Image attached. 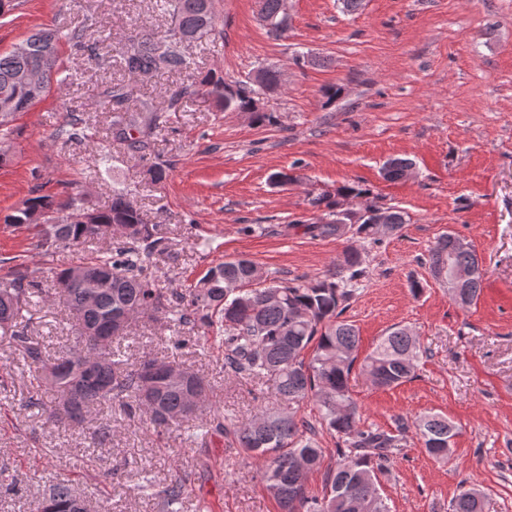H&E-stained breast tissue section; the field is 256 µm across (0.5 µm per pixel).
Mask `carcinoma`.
<instances>
[{
	"instance_id": "cac0c4a2",
	"label": "carcinoma",
	"mask_w": 512,
	"mask_h": 512,
	"mask_svg": "<svg viewBox=\"0 0 512 512\" xmlns=\"http://www.w3.org/2000/svg\"><path fill=\"white\" fill-rule=\"evenodd\" d=\"M173 18L164 33L139 30L120 47V58L129 75L128 81L108 85L102 96L111 112L109 131L127 153L143 156L152 138L166 123V113L180 109L182 100L205 91L224 112H251L263 124L275 122L273 113L255 107L260 88L252 80L235 83L221 76H208L199 83L184 84L169 99L157 103L140 95L137 82L143 75L156 71L155 63L164 59L167 70L186 73L192 61L183 46V38L215 28L213 0H161ZM281 0H260V11L269 21L268 32L279 40L288 32L280 18ZM65 39L76 50L97 56V43L89 26L75 25L60 35L41 31L28 37L25 51L0 54V140L13 133L11 122L19 112H26L52 86L60 72L58 44ZM25 71L38 75L31 86L20 85L16 76ZM94 127L84 113L69 110L65 123L54 138L64 144L81 142L93 135ZM413 166L409 159L394 158L382 172L390 181L405 178ZM369 190L358 184H345L334 193H321L309 204L324 216L342 215V224L317 220L305 225L315 237L336 238L347 246L336 257L333 273L310 282H283L276 278L256 279L257 265L236 258L208 268L186 292L169 293L156 287L148 275L154 256L168 248V238L157 224H146L136 208L128 205V191L121 184L112 187L109 203L103 207L89 204L85 194L73 188L58 199L54 195H36L24 207L7 216L5 223L33 232L38 247L51 257L69 245L101 241L110 236L109 226L130 228L128 245L97 250L79 261L87 270L105 275L110 286L96 289L92 308L84 307V289L71 280L73 267L53 272L58 295L75 331L74 345L85 341V331L108 336V344L50 356L32 336L16 330L30 312L38 296L37 271L15 267L0 277V323L10 324L11 340L18 346L29 367L38 373L44 393L54 402L68 400L66 416L61 418L50 406L48 421L53 424L80 423L88 410L108 402L118 393L128 413L148 414L142 401L143 372L153 369L154 399L166 413L150 423L159 431L172 428L193 418L197 412L184 408L185 390L169 377L181 365L171 360L149 359L127 371L126 352L121 342L139 318L156 319L168 313L178 324H193L203 329L216 327L224 332V374L274 381L280 399L298 408L311 403L315 421L263 407L251 418H226L215 428L231 437L247 458L259 462L261 481L278 505L279 512H389L379 488L378 474L386 469L392 449L400 446L410 425L400 422L397 433L361 427V413L350 393V378L355 367L381 388L397 387L411 380L423 357L419 339L407 327L395 326L381 337L374 349L359 358L358 329L342 318L349 300L359 290L364 277L360 243L377 241L375 225L356 213H340L338 207L347 199H363ZM366 208L386 215L391 235L402 232L409 223L408 213L396 206L365 202ZM63 210L79 211L91 216V222L61 219ZM454 232L440 235L428 251L427 263L434 279L448 282L452 268L478 269L459 289L461 307L474 304L487 276L476 252L456 250L451 243ZM133 312L135 318L120 335H112V318ZM425 451L437 460L446 461L452 452L457 428L439 413L418 416L413 425ZM336 438V464L323 472V494H310L308 475L321 467L325 449L318 441L319 431ZM166 512H178L176 506L185 496L184 485L175 480L157 492ZM77 500L70 483H50L43 501L63 507ZM482 495L474 486L461 484L451 504V512H482Z\"/></svg>"
}]
</instances>
